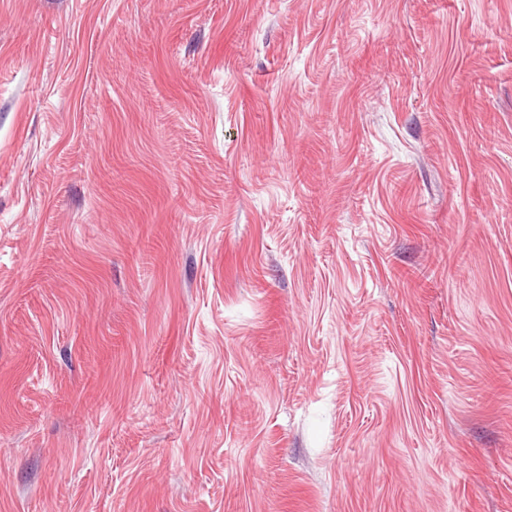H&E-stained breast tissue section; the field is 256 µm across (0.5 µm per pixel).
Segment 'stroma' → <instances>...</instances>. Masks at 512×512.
Returning a JSON list of instances; mask_svg holds the SVG:
<instances>
[{
    "mask_svg": "<svg viewBox=\"0 0 512 512\" xmlns=\"http://www.w3.org/2000/svg\"><path fill=\"white\" fill-rule=\"evenodd\" d=\"M0 512H512V0H0Z\"/></svg>",
    "mask_w": 512,
    "mask_h": 512,
    "instance_id": "1",
    "label": "stroma"
}]
</instances>
